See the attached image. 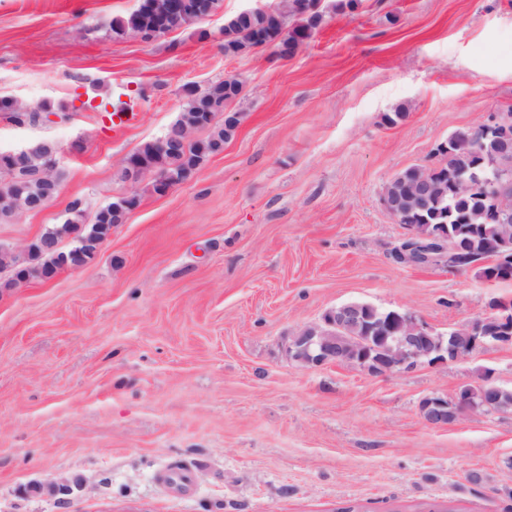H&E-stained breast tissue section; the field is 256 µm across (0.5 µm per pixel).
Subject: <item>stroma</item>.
Segmentation results:
<instances>
[{
	"label": "stroma",
	"mask_w": 512,
	"mask_h": 512,
	"mask_svg": "<svg viewBox=\"0 0 512 512\" xmlns=\"http://www.w3.org/2000/svg\"><path fill=\"white\" fill-rule=\"evenodd\" d=\"M136 3L0 0V97L56 114L0 118V151L52 143L61 174L46 208L0 220V245L63 223L73 199L91 214L126 193L122 160L179 119L185 84L244 83L223 154L142 192L86 267L8 289L0 270V512H512V412L446 428L419 414L465 384L512 388V345L386 375L287 353L349 302L444 334L512 300L475 264L396 263L407 230L383 200L452 134L512 113V0H360L288 59L224 55L225 19L279 0L113 39ZM120 98L141 116L116 132L99 107ZM176 465L191 492L160 482ZM76 476L68 495L33 490Z\"/></svg>",
	"instance_id": "stroma-1"
}]
</instances>
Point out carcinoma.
Here are the masks:
<instances>
[{
  "instance_id": "obj_1",
  "label": "carcinoma",
  "mask_w": 512,
  "mask_h": 512,
  "mask_svg": "<svg viewBox=\"0 0 512 512\" xmlns=\"http://www.w3.org/2000/svg\"><path fill=\"white\" fill-rule=\"evenodd\" d=\"M219 0H186L185 12L165 18L169 31L180 29L209 16ZM323 9L317 0H284L278 8H267L246 16L235 14L224 23V56L235 57L259 47L257 36L265 35L271 46L297 50L313 38L322 22ZM159 19V12L136 8L125 17L112 20V37L121 39L134 32L143 34L149 41L151 30ZM244 89L240 79L232 83L222 80L210 84L200 92L184 91L185 107L176 121L181 129L193 125L197 116L204 124L206 135L194 138L184 147L171 146L161 136L142 143L133 155L147 159L154 169L166 176L171 184L183 182L189 173L197 170L216 150L224 148L235 131V126L217 120L218 116L232 111V105L242 98ZM43 113H50L46 106L29 111L17 101L0 97V114L12 122L23 123L36 120ZM495 137L484 134L483 127L472 131L458 132L445 145L437 147L444 162L428 169V178L433 184L432 193L421 198L415 195L414 186L419 171L415 167L397 174L385 187L384 199L391 202L398 213L399 223L412 224L420 232L434 237V241L416 248L426 252L430 261L439 262L449 257L456 262L452 252L457 241L466 244L462 266L468 267L478 261L493 257L492 248L504 241L509 234L512 252V207L502 212L498 199L506 197L512 190V174L499 175L495 183L484 179L491 176L494 167L504 165V157ZM55 149L46 142L34 144V150L20 154L22 162L11 172L9 180L0 189V220L18 216L24 212L30 197L37 195L43 184L27 178L31 169L39 170ZM126 207L115 198L100 207L92 219H86V209L81 199H73L67 208L66 219L60 225L46 229L39 239L51 238L56 242L72 233L94 234L99 240L106 238L112 225L122 223ZM29 275L32 278L49 280L62 268L64 254L68 249L40 250L38 242L31 244Z\"/></svg>"
}]
</instances>
